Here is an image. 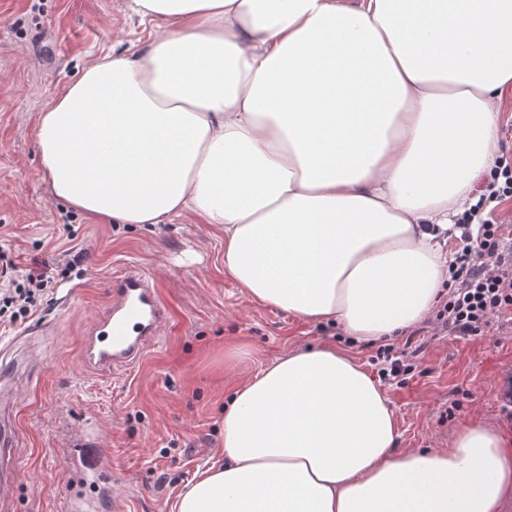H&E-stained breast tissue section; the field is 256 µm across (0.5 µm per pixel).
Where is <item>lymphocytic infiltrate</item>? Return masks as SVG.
Returning <instances> with one entry per match:
<instances>
[{"label":"lymphocytic infiltrate","instance_id":"1","mask_svg":"<svg viewBox=\"0 0 512 512\" xmlns=\"http://www.w3.org/2000/svg\"><path fill=\"white\" fill-rule=\"evenodd\" d=\"M512 198V166L498 164L490 173L486 194L460 215L461 230L451 264L448 290L437 307L433 323L440 333L478 336L493 317L512 311V231L499 221L493 202ZM14 263L9 251L0 250V322H16L31 314L52 286L49 279L11 277ZM419 353L412 343L378 348L372 358L378 375L395 380L409 374Z\"/></svg>","mask_w":512,"mask_h":512}]
</instances>
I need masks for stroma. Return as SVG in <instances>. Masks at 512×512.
Masks as SVG:
<instances>
[{"label": "stroma", "mask_w": 512, "mask_h": 512, "mask_svg": "<svg viewBox=\"0 0 512 512\" xmlns=\"http://www.w3.org/2000/svg\"><path fill=\"white\" fill-rule=\"evenodd\" d=\"M130 0H0V240L18 276L53 289L25 320L0 324L16 340L14 388L19 489L0 512H54L69 476L62 422H94L112 451L125 512H175L196 471L223 446L225 397L295 348L335 344L359 363L357 344L331 324L301 321L251 301L224 270V235L185 213L165 224H110L52 199L35 138L40 112L108 52L132 53L153 25ZM132 266L154 277L174 325L135 367L84 368L82 337L113 275ZM420 335L426 344L401 383L385 385L399 449L444 448L473 411L512 428V320L481 336Z\"/></svg>", "instance_id": "obj_1"}]
</instances>
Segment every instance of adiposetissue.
I'll list each match as a JSON object with an SVG mask.
<instances>
[{
  "label": "adipose tissue",
  "mask_w": 512,
  "mask_h": 512,
  "mask_svg": "<svg viewBox=\"0 0 512 512\" xmlns=\"http://www.w3.org/2000/svg\"><path fill=\"white\" fill-rule=\"evenodd\" d=\"M146 47L40 112L49 188L117 224L224 233L254 301L371 343L432 314L456 220L498 157L512 0H133ZM223 454L176 512H502L512 433L473 412L398 450L395 413L333 345L239 386Z\"/></svg>",
  "instance_id": "adipose-tissue-1"
}]
</instances>
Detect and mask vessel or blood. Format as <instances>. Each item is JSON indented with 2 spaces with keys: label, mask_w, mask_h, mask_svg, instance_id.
Returning <instances> with one entry per match:
<instances>
[{
  "label": "vessel or blood",
  "mask_w": 512,
  "mask_h": 512,
  "mask_svg": "<svg viewBox=\"0 0 512 512\" xmlns=\"http://www.w3.org/2000/svg\"><path fill=\"white\" fill-rule=\"evenodd\" d=\"M171 320L156 281L138 270L124 271L109 285L108 301L91 327L83 361L97 371L130 368ZM60 442L71 457V477L57 512H115L116 477L109 450L93 443L81 428H66ZM16 490V466L8 454L0 456V499Z\"/></svg>",
  "instance_id": "vessel-or-blood-1"
}]
</instances>
